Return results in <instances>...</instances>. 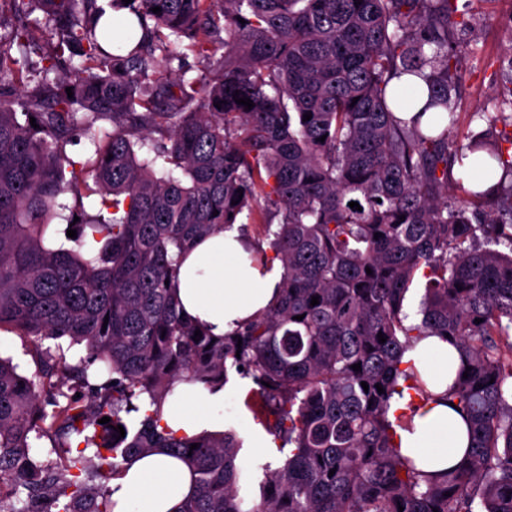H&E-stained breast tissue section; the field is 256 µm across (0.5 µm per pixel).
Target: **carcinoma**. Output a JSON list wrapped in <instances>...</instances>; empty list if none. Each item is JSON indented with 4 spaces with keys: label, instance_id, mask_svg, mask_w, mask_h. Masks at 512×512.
<instances>
[{
    "label": "carcinoma",
    "instance_id": "obj_1",
    "mask_svg": "<svg viewBox=\"0 0 512 512\" xmlns=\"http://www.w3.org/2000/svg\"><path fill=\"white\" fill-rule=\"evenodd\" d=\"M457 2L110 0L136 16V40L101 22L100 0H11L14 22L0 25V329L34 338L38 360L29 378L0 358V512H112L94 479L157 448L194 476L176 512H512V150L485 131L454 138L462 76L448 42L468 27ZM36 28L51 42L42 81L25 91L11 50ZM181 47L202 59L200 75L151 81ZM404 76L427 88L408 121L387 97ZM430 110L447 119L423 129ZM100 121L112 124L102 138ZM76 136L93 145L83 162L66 155ZM148 140L184 178L156 176L137 153ZM477 152L504 170L485 191L452 174ZM83 174L99 212L68 217L77 237L61 238L58 199ZM257 211L268 261L283 269L280 301L216 338L182 314L173 283L197 241ZM420 281L411 324L404 303ZM424 336L460 351L443 398L470 429L462 463L439 477L400 453L396 431L434 399L403 363ZM64 341L86 357L68 363ZM95 362L110 377L88 405L62 387L88 384ZM231 369L290 446L283 466H264L257 503L235 433L161 424L175 383L223 384ZM401 379L414 394L392 420ZM144 397L153 409L125 423ZM105 416L83 448L33 452V437L65 446Z\"/></svg>",
    "mask_w": 512,
    "mask_h": 512
}]
</instances>
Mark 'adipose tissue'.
Instances as JSON below:
<instances>
[{"label": "adipose tissue", "mask_w": 512, "mask_h": 512, "mask_svg": "<svg viewBox=\"0 0 512 512\" xmlns=\"http://www.w3.org/2000/svg\"><path fill=\"white\" fill-rule=\"evenodd\" d=\"M281 273L279 262L260 261L239 225L229 224L189 250L174 288L185 313L220 337L277 304ZM405 357L439 399L414 415L411 428L400 430L401 451L424 473L437 475L459 465L469 446L465 416L443 398L456 377L460 354L440 338L426 336ZM241 387L236 380L215 389L177 384L163 404L162 421L180 436L221 429L226 408L236 403ZM191 489L188 467L164 452L134 459L110 486L114 512H174Z\"/></svg>", "instance_id": "ef3b65f1"}]
</instances>
